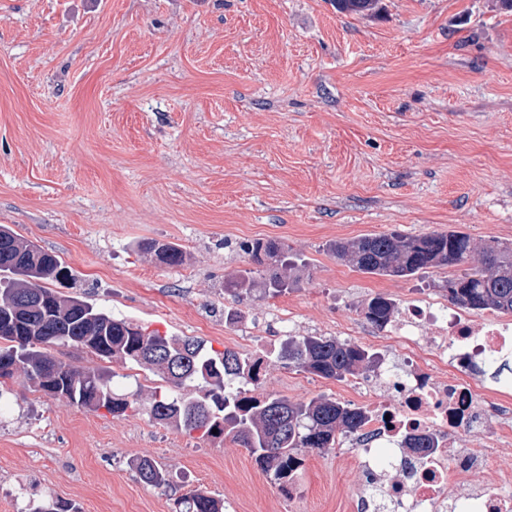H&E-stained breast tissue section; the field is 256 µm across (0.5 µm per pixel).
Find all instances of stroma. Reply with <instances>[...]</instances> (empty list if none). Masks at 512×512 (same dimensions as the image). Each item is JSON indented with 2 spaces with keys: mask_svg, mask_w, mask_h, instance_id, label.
<instances>
[{
  "mask_svg": "<svg viewBox=\"0 0 512 512\" xmlns=\"http://www.w3.org/2000/svg\"><path fill=\"white\" fill-rule=\"evenodd\" d=\"M0 0V225L53 252L63 294L147 330L267 362L263 389L361 404L385 369L324 379L277 357L285 336L363 343L370 298L447 304L453 266L365 274L330 245L459 231L512 243V13L496 0ZM257 239L307 264L287 293L231 298ZM178 244L179 266L139 254ZM352 437L306 449L284 495L246 448L148 415L116 419L34 391L0 395V512H354ZM172 474L143 483L131 459ZM175 512H223L224 502L205 491L195 490L176 500Z\"/></svg>",
  "mask_w": 512,
  "mask_h": 512,
  "instance_id": "35a3bbf8",
  "label": "stroma"
}]
</instances>
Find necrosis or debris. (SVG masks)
<instances>
[{
    "instance_id": "obj_1",
    "label": "necrosis or debris",
    "mask_w": 512,
    "mask_h": 512,
    "mask_svg": "<svg viewBox=\"0 0 512 512\" xmlns=\"http://www.w3.org/2000/svg\"><path fill=\"white\" fill-rule=\"evenodd\" d=\"M397 329L423 356L403 373L388 374L381 397L363 404L367 419L354 439L367 473L362 512H512L511 465L500 469L497 488L472 479L512 446V399L499 404L498 420L490 422L491 390L479 378L512 357V330L433 303L405 305ZM469 426L494 427L487 447H457L456 431ZM414 435L433 436L436 448L408 451ZM393 468L400 479L389 478Z\"/></svg>"
}]
</instances>
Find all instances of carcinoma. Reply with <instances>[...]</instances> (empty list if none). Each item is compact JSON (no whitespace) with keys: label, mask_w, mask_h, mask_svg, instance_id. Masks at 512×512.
Instances as JSON below:
<instances>
[{"label":"carcinoma","mask_w":512,"mask_h":512,"mask_svg":"<svg viewBox=\"0 0 512 512\" xmlns=\"http://www.w3.org/2000/svg\"><path fill=\"white\" fill-rule=\"evenodd\" d=\"M340 13H375L380 0H335ZM256 268L237 271L224 281V294L238 298L256 290L276 297L301 277V264L288 246L256 240L241 245ZM331 251L353 268L369 274L410 278L445 265L473 264L448 279V300L463 309L512 314V244L495 242L476 249L470 236L450 231L420 236L399 232L338 241ZM138 251L168 266L183 264L177 244L147 241ZM73 279L60 256L0 225V387L21 378L55 399L114 418L131 412L156 423L215 442L230 440L246 448L256 465L289 493L303 459L302 449L336 447L337 436L356 432L362 411L325 395L292 401L260 393L261 361L231 349L206 347L198 337L146 331L94 305L44 286ZM396 306L377 296L365 316L383 328ZM59 345L81 346L95 356L135 363L160 380L149 393L118 394L106 370L79 368L49 352ZM281 357L319 377L342 380L374 367L377 357L366 348L325 336H290ZM197 383L196 393L171 394ZM217 433H212V430ZM141 481L155 488L170 485V472L149 456L131 461ZM175 512H224V502L195 490L176 500Z\"/></svg>","instance_id":"obj_1"}]
</instances>
